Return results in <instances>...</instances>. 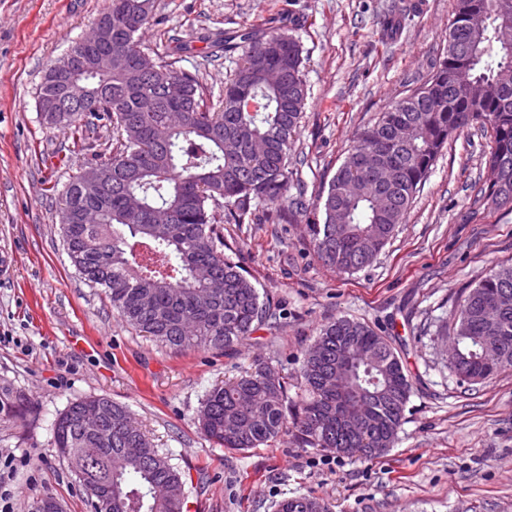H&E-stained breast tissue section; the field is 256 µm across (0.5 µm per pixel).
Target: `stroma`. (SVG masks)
Wrapping results in <instances>:
<instances>
[{"instance_id": "stroma-1", "label": "stroma", "mask_w": 512, "mask_h": 512, "mask_svg": "<svg viewBox=\"0 0 512 512\" xmlns=\"http://www.w3.org/2000/svg\"><path fill=\"white\" fill-rule=\"evenodd\" d=\"M455 0H154L144 44L190 41L178 65L220 94L236 57L210 54V32L233 31L295 11L309 99L296 137L307 202L328 186L357 133L423 83L448 45ZM105 0H0V383L25 398L26 416L0 420V461L14 463L13 512L51 497L86 512L84 495L53 445L68 402L106 395L128 407L185 476L183 512H277L310 495L331 512H512V371L467 390L449 371L443 325L461 299L512 264V206L476 205L488 182L490 142L479 126L453 136L420 185L403 224L368 267L343 274L322 264L305 219L228 224L224 251L261 296L278 305L233 354L176 353L128 326L76 274L51 186L86 157L44 126L35 92L46 68L92 28ZM410 9L381 45L390 6ZM346 317L372 326L399 352L412 383L392 448L376 458L270 446L227 451L196 421L212 387L272 362L296 395L303 355L319 329Z\"/></svg>"}]
</instances>
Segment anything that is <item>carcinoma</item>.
Masks as SVG:
<instances>
[{
	"instance_id": "1",
	"label": "carcinoma",
	"mask_w": 512,
	"mask_h": 512,
	"mask_svg": "<svg viewBox=\"0 0 512 512\" xmlns=\"http://www.w3.org/2000/svg\"><path fill=\"white\" fill-rule=\"evenodd\" d=\"M512 0H455L448 38L454 48L433 64L424 82L381 112L356 144L313 208L323 222L308 225L317 258L344 273L370 265L411 206L414 195L448 139L473 124L491 139L487 165L493 181L475 202L512 195V25L500 8ZM153 0H110L95 26L112 25L107 69L79 56L81 109L42 112L49 128L72 136L91 153L84 168L102 182L91 193L78 174L56 191L59 204L78 217L100 212L97 224L61 227L81 278L98 288L134 330L177 352L226 354L262 323L277 322L233 257L224 253L225 224H288L307 212L294 138L304 117L307 87L303 48L294 29L246 27L224 38L239 52L218 97L197 76L176 66L180 48L147 47L141 31ZM61 95L50 73L37 101ZM112 125V140L97 150V122ZM348 223H336V209ZM512 296V265L501 266L464 296L445 332L454 351L448 369L462 385L482 384L512 370V306L490 319L486 310ZM500 353L483 357V345ZM412 384L400 354L370 325L349 318L325 324L304 354L300 394L259 362L233 381L214 387L198 423L216 447L258 448L286 434L298 448L338 456L375 457L395 443ZM20 393L0 386V416L12 417ZM98 406L104 431L90 434L80 415ZM371 415L353 425L354 405ZM127 407L106 396L70 402L53 425V443L94 510L102 498L112 512H182L185 483L139 427ZM280 512H330L323 500L300 496Z\"/></svg>"
}]
</instances>
